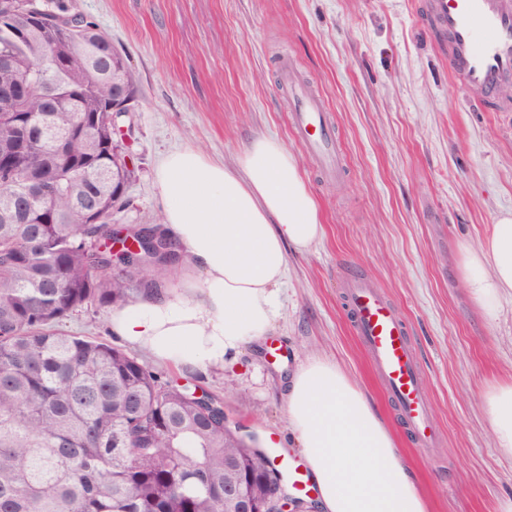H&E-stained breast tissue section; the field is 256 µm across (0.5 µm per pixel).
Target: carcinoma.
<instances>
[{
    "label": "carcinoma",
    "instance_id": "carcinoma-1",
    "mask_svg": "<svg viewBox=\"0 0 512 512\" xmlns=\"http://www.w3.org/2000/svg\"><path fill=\"white\" fill-rule=\"evenodd\" d=\"M35 24L25 2L0 17V87L26 80L28 96L0 107V512H224V461L238 459L255 498L275 478L261 456L224 429L222 401L169 379L102 339L69 334L65 320L87 306L111 309L165 292L180 262L162 219L128 227L154 247L112 265V217L124 207L120 142L80 178L56 159L65 139L72 158L91 150L93 133L112 134L115 85L134 93L128 58L96 55L112 38L86 21L83 41L59 24L24 40ZM57 60L51 71L57 106L42 112L31 62ZM35 167L50 200L25 199L4 223L5 204L25 196L15 167ZM98 203L93 223L79 201Z\"/></svg>",
    "mask_w": 512,
    "mask_h": 512
}]
</instances>
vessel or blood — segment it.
Returning a JSON list of instances; mask_svg holds the SVG:
<instances>
[{
    "mask_svg": "<svg viewBox=\"0 0 512 512\" xmlns=\"http://www.w3.org/2000/svg\"><path fill=\"white\" fill-rule=\"evenodd\" d=\"M425 14L453 82L465 94L498 104L500 88L512 81V0H428ZM281 90L293 103L291 128L314 153L328 176L339 172V153L323 101L295 83L282 68ZM345 291L354 334L394 401L404 427L421 447L437 441L424 404L425 379L404 322L359 274H347Z\"/></svg>",
    "mask_w": 512,
    "mask_h": 512,
    "instance_id": "1",
    "label": "vessel or blood"
}]
</instances>
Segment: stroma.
I'll use <instances>...</instances> for the list:
<instances>
[{"label": "stroma", "mask_w": 512, "mask_h": 512, "mask_svg": "<svg viewBox=\"0 0 512 512\" xmlns=\"http://www.w3.org/2000/svg\"><path fill=\"white\" fill-rule=\"evenodd\" d=\"M423 0H74L127 55L135 94L122 121L135 176L114 227L150 224L155 171L177 149L235 164L260 136L297 157L324 232L289 252L273 328L194 372L233 426L299 466L284 388L319 357L336 363L392 431L431 512H500L512 499V449L484 399L512 380V296L487 316L460 274L512 212V100L483 108L452 82ZM321 97L343 168L327 177L290 129L283 64ZM368 277L406 319L439 440L416 448L353 335L340 276Z\"/></svg>", "instance_id": "1"}]
</instances>
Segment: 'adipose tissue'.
I'll list each match as a JSON object with an SVG mask.
<instances>
[{"instance_id":"ef3b65f1","label":"adipose tissue","mask_w":512,"mask_h":512,"mask_svg":"<svg viewBox=\"0 0 512 512\" xmlns=\"http://www.w3.org/2000/svg\"><path fill=\"white\" fill-rule=\"evenodd\" d=\"M156 178L163 224L200 279L111 309L112 333L155 360L188 371L220 367L226 355L265 335L289 251L323 234L316 199L296 157L279 140L255 138L227 166L186 148L161 160ZM464 281L487 315L512 294V213L485 243L462 250ZM497 444L512 448V382L485 397ZM288 421L323 512H429L388 428L364 393L335 364L312 359L286 393Z\"/></svg>"}]
</instances>
